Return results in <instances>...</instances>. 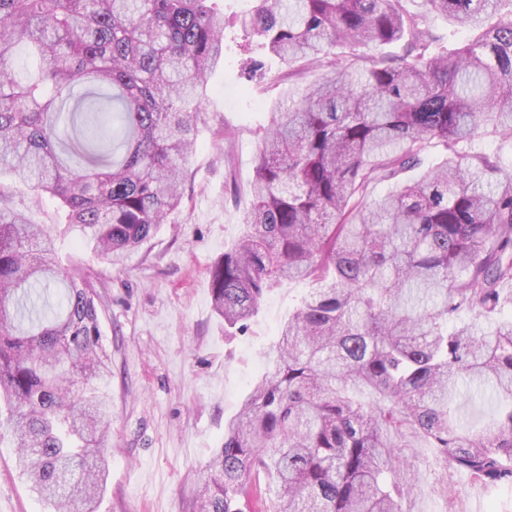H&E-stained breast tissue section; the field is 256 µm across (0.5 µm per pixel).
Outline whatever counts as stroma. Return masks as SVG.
Masks as SVG:
<instances>
[{
  "label": "stroma",
  "instance_id": "1",
  "mask_svg": "<svg viewBox=\"0 0 512 512\" xmlns=\"http://www.w3.org/2000/svg\"><path fill=\"white\" fill-rule=\"evenodd\" d=\"M224 63L208 82L210 127L191 157L180 212L112 270L101 312L103 344L112 357V441L107 490L98 512H197L199 479L224 440L280 323L304 285L269 292L246 333L224 336L212 308L209 271L239 237L261 138L285 100L298 99L321 77L269 61L245 79L243 33L234 25L243 0H223ZM15 201L46 225L60 256L78 255L56 201L18 188ZM405 512H512V488L468 484L426 472L403 502ZM0 512H49L15 468L10 441L0 442Z\"/></svg>",
  "mask_w": 512,
  "mask_h": 512
}]
</instances>
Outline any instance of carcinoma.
Segmentation results:
<instances>
[{"instance_id": "obj_1", "label": "carcinoma", "mask_w": 512, "mask_h": 512, "mask_svg": "<svg viewBox=\"0 0 512 512\" xmlns=\"http://www.w3.org/2000/svg\"><path fill=\"white\" fill-rule=\"evenodd\" d=\"M218 2L0 0V176L56 199L103 264H59L0 182V441L53 512H97L106 490L101 289L180 211L224 63ZM404 2L255 0L238 17L258 47L246 78L270 58L326 77L272 116L244 231L210 271L227 330L284 282L309 288L224 424L201 512H243L263 484L270 512H403L429 463L512 486V174L472 147L512 140V0ZM398 41L357 66L359 47ZM432 144L439 165L367 202ZM463 385L503 395L479 428L458 415Z\"/></svg>"}]
</instances>
